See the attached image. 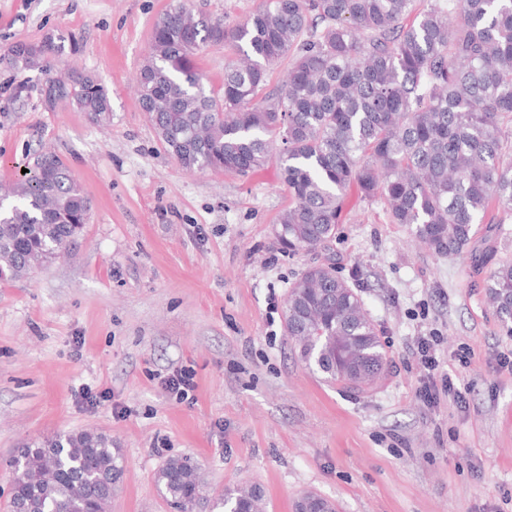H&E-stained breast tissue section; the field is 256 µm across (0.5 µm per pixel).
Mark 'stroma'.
<instances>
[{"instance_id": "35a3bbf8", "label": "stroma", "mask_w": 512, "mask_h": 512, "mask_svg": "<svg viewBox=\"0 0 512 512\" xmlns=\"http://www.w3.org/2000/svg\"><path fill=\"white\" fill-rule=\"evenodd\" d=\"M171 0H0V183L44 151L91 203L70 249L28 278L0 283V492L24 444L63 431L110 436L124 460L110 512H170L155 473L204 463L206 492L255 483L267 512L306 491L337 512H501L512 498V326L488 304L491 271L512 264V214L490 212L468 248L438 257L382 204L349 191L331 251L281 252L289 203L277 161L248 176L184 170L140 108V65ZM73 39L44 71L13 68L18 44ZM78 70L106 89L112 119L42 89ZM334 257L386 351L382 381L358 394L296 355L288 291ZM438 330L444 371L465 405L419 395L416 337ZM469 351L467 364L457 355ZM195 372L185 399L164 378ZM101 393L87 405L80 389Z\"/></svg>"}]
</instances>
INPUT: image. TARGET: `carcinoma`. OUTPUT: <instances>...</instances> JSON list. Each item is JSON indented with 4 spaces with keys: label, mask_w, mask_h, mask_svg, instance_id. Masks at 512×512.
<instances>
[{
    "label": "carcinoma",
    "mask_w": 512,
    "mask_h": 512,
    "mask_svg": "<svg viewBox=\"0 0 512 512\" xmlns=\"http://www.w3.org/2000/svg\"><path fill=\"white\" fill-rule=\"evenodd\" d=\"M233 52L224 82L206 93L197 58L206 45ZM64 37L19 44L10 63L42 68ZM288 76L267 90L274 67ZM140 105L165 151L186 170L246 176L279 149L290 201L278 217L280 247L327 251L344 221L347 192L383 204L435 255L462 252L491 210L512 212V162L502 160L501 120L512 116V0H268L228 25L173 0L155 20L138 77ZM44 104L67 102L96 123L110 117L91 74L50 81ZM0 281L29 277L74 243L90 201L56 156H37L28 176L0 194ZM487 299L512 321V264L494 269ZM285 330L299 357L357 393L387 362L358 293L332 262L293 284ZM6 512H108L124 465L112 438L60 433L26 444ZM202 467L168 459L157 487L174 512H265L261 487L202 494ZM336 512L307 491L293 512Z\"/></svg>",
    "instance_id": "1"
}]
</instances>
